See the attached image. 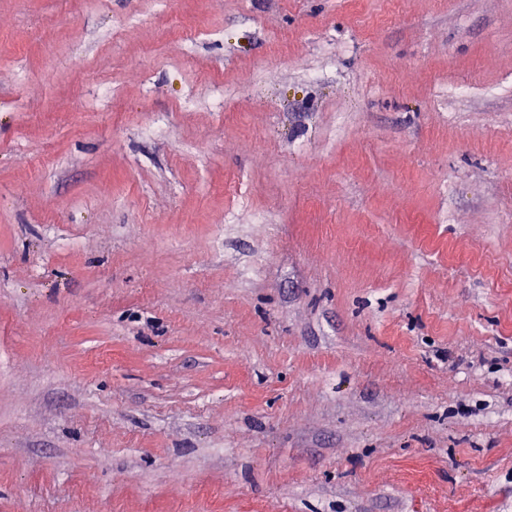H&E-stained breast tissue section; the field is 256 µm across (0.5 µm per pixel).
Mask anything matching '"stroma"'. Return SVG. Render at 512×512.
<instances>
[{"label":"stroma","mask_w":512,"mask_h":512,"mask_svg":"<svg viewBox=\"0 0 512 512\" xmlns=\"http://www.w3.org/2000/svg\"><path fill=\"white\" fill-rule=\"evenodd\" d=\"M0 512H512V0H0Z\"/></svg>","instance_id":"1"}]
</instances>
